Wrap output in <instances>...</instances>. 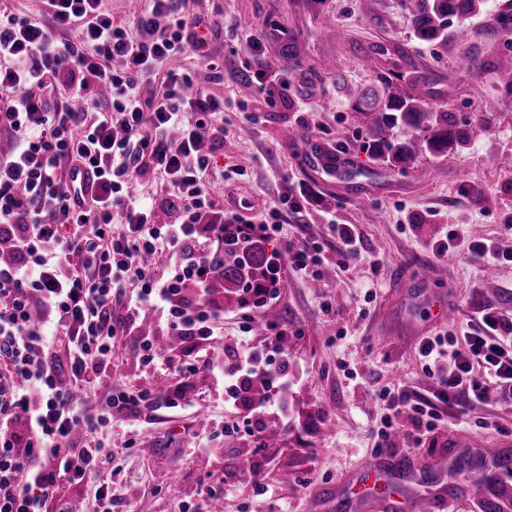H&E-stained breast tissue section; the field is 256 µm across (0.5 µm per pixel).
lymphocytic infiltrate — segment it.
<instances>
[{
    "instance_id": "f902f5d3",
    "label": "lymphocytic infiltrate",
    "mask_w": 512,
    "mask_h": 512,
    "mask_svg": "<svg viewBox=\"0 0 512 512\" xmlns=\"http://www.w3.org/2000/svg\"><path fill=\"white\" fill-rule=\"evenodd\" d=\"M135 26L115 19L103 0H46L41 17L18 16L0 0V512H73L70 488L94 484L95 512H112V444L103 431L156 400L181 407L183 388L118 390L97 407L93 385L112 364L116 340L141 310L156 317L137 339L140 362L157 364L158 344H190L182 378L211 372L236 418L224 433L264 442V416L287 431L285 397L298 379L279 338L274 361L258 365L235 342L213 362L203 341L215 336L224 297V211L206 175L224 148V102L171 61L199 48V20L178 0H144ZM76 35L65 41V33ZM163 76L164 90L145 93ZM195 113L186 122L185 113ZM159 175V197H138L139 177ZM321 203L309 186L288 188L271 208L241 225L245 238L282 231L283 212ZM288 268L320 279L328 256L314 240L284 241ZM172 275L146 267L147 257ZM127 295L124 315L112 299ZM418 356L434 381L433 399L402 386L381 389L385 413L374 429L391 447H420L441 420L440 405L494 397L512 402V320L483 311L455 338L423 337ZM266 391L248 393L253 380Z\"/></svg>"
}]
</instances>
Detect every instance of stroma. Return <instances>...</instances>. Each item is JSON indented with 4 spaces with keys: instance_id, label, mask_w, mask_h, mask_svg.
Here are the masks:
<instances>
[{
    "instance_id": "stroma-1",
    "label": "stroma",
    "mask_w": 512,
    "mask_h": 512,
    "mask_svg": "<svg viewBox=\"0 0 512 512\" xmlns=\"http://www.w3.org/2000/svg\"><path fill=\"white\" fill-rule=\"evenodd\" d=\"M506 9H512V0H486L471 19L478 38L431 46L414 39L407 0H184L186 15L210 26L202 32L201 50L187 51L175 65L223 99L224 154L216 163L241 169L211 179L212 197L228 210L243 207L248 218L267 209L283 184H307L338 223L356 226L363 250L349 269L328 262L316 282L285 273V287L266 308L253 311L252 344L270 340V324L287 328L288 353L296 358L300 379L288 394L293 427L277 442L275 457L262 464L270 493L260 494L241 474L248 444L218 435L230 419L222 386L205 371L187 381L177 373L185 348L163 352L164 368L149 370L136 360L131 337L119 339L112 367L95 390L98 402H105L109 390L144 383L183 385L190 402L178 409L144 408L113 421L108 435L119 491L115 512H175L178 497L226 481L233 487L224 512H358L349 493H337V486L374 460L395 456L379 451L372 433L382 415L374 392L398 384L422 397L432 392L414 342L382 343L375 336L377 326L400 310L395 276L422 275L420 287L433 297L454 288L455 318L431 325V333L455 334L486 307L512 319V263L498 266L490 280L485 257L467 248H453L441 258L427 251L449 223L463 225L475 240L512 241V88L493 72L502 56L512 55V42L497 24ZM331 22L341 36L328 34ZM250 29L264 34L261 57H254L245 41ZM287 40L300 45L303 69H289L282 53ZM371 49L375 66L367 70L359 59ZM201 53L207 63H199ZM472 56L481 69L466 66ZM261 65L285 70L293 86L291 98L273 109L248 81ZM338 72L359 88L394 73L427 77L432 102L448 105L460 122L472 125L470 143L445 158L419 157L404 169L389 166L366 148L362 120L336 88ZM246 108L262 120L245 129ZM288 127L346 153L354 161L350 172L331 176L306 167L301 144L283 136ZM378 212L384 215L380 224L373 220ZM423 223L428 233L420 232ZM375 259L382 264L376 275L370 269ZM369 290L376 293L370 303L364 300ZM327 299L337 304L335 317L320 311ZM341 359L357 365L362 380L347 379L337 366ZM132 438L136 446L127 447ZM471 439L501 443L512 454V403L491 400L466 415H448L431 445L410 454L419 480L408 492L430 495L466 480L482 462L466 447Z\"/></svg>"
}]
</instances>
